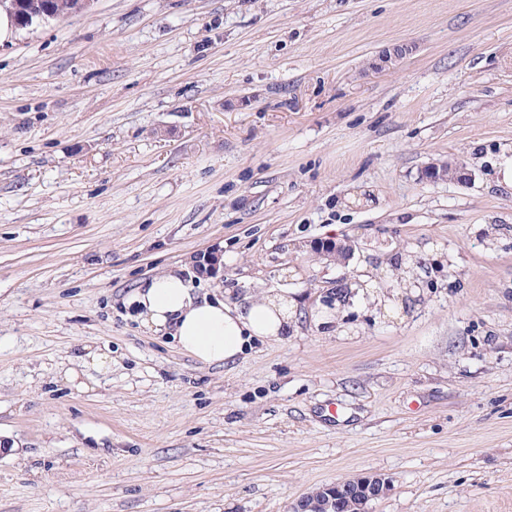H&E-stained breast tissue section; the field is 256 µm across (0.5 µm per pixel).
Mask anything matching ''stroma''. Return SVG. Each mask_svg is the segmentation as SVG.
<instances>
[{
	"label": "stroma",
	"instance_id": "stroma-1",
	"mask_svg": "<svg viewBox=\"0 0 512 512\" xmlns=\"http://www.w3.org/2000/svg\"><path fill=\"white\" fill-rule=\"evenodd\" d=\"M510 150L512 0H91L0 26V512H291L357 475L391 482L369 512H512ZM346 237L345 264L311 248ZM175 268L287 292L295 325L198 362L124 304ZM354 279L385 287L326 306Z\"/></svg>",
	"mask_w": 512,
	"mask_h": 512
}]
</instances>
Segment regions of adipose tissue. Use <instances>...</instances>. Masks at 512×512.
<instances>
[{
  "instance_id": "ef3b65f1",
  "label": "adipose tissue",
  "mask_w": 512,
  "mask_h": 512,
  "mask_svg": "<svg viewBox=\"0 0 512 512\" xmlns=\"http://www.w3.org/2000/svg\"><path fill=\"white\" fill-rule=\"evenodd\" d=\"M143 324L168 331L181 350L204 364L234 361L253 340L287 335L295 303L275 294L246 305L200 295L182 275L167 272L143 281L126 299Z\"/></svg>"
}]
</instances>
